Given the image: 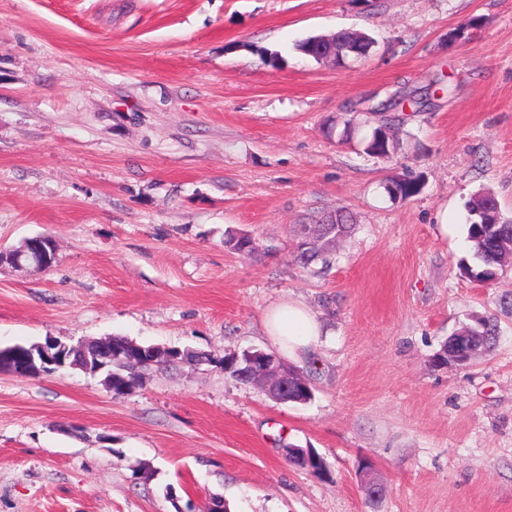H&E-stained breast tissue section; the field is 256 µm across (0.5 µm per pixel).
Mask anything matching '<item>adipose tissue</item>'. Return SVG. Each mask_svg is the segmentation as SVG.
<instances>
[{
    "mask_svg": "<svg viewBox=\"0 0 512 512\" xmlns=\"http://www.w3.org/2000/svg\"><path fill=\"white\" fill-rule=\"evenodd\" d=\"M266 328L273 343L287 355L315 346L322 332L316 317L291 301L280 302L271 309Z\"/></svg>",
    "mask_w": 512,
    "mask_h": 512,
    "instance_id": "1",
    "label": "adipose tissue"
}]
</instances>
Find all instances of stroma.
I'll use <instances>...</instances> for the list:
<instances>
[{
	"mask_svg": "<svg viewBox=\"0 0 512 512\" xmlns=\"http://www.w3.org/2000/svg\"><path fill=\"white\" fill-rule=\"evenodd\" d=\"M344 28L369 56L294 49ZM399 90L424 111L404 106L397 154L363 153ZM406 174L420 193L390 198ZM480 192L512 218V0H0V248L56 247L50 267H0V347L123 336L210 356L120 395L70 368L0 374V512H512V269L459 270ZM339 208L356 226L331 267L297 265L302 225ZM240 234L251 254L225 246ZM283 301L322 326L288 359L306 404L218 363L274 351ZM491 315L493 350L436 363Z\"/></svg>",
	"mask_w": 512,
	"mask_h": 512,
	"instance_id": "obj_1",
	"label": "stroma"
}]
</instances>
